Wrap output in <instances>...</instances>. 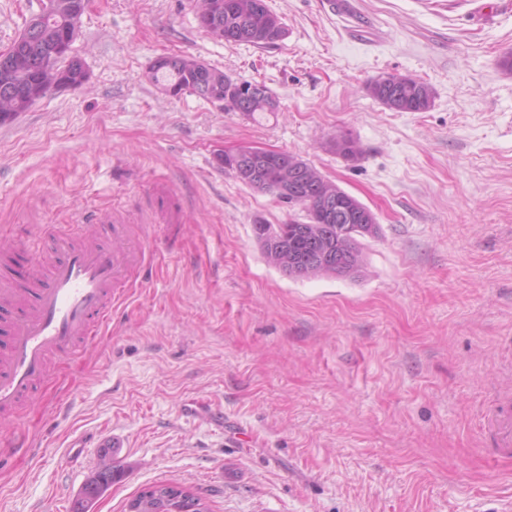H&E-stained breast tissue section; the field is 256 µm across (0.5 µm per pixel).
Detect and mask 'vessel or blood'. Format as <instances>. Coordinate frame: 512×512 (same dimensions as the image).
<instances>
[{"label": "vessel or blood", "instance_id": "b4317fda", "mask_svg": "<svg viewBox=\"0 0 512 512\" xmlns=\"http://www.w3.org/2000/svg\"><path fill=\"white\" fill-rule=\"evenodd\" d=\"M41 234H30L24 274L0 284V418L9 420L0 445L21 450L20 416L32 394L59 378L61 360L84 361L113 306L135 286L148 257L134 239L123 211L100 212L95 228L73 225L51 259H37ZM492 461L512 458V401L486 412Z\"/></svg>", "mask_w": 512, "mask_h": 512}]
</instances>
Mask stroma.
<instances>
[{"instance_id": "stroma-1", "label": "stroma", "mask_w": 512, "mask_h": 512, "mask_svg": "<svg viewBox=\"0 0 512 512\" xmlns=\"http://www.w3.org/2000/svg\"><path fill=\"white\" fill-rule=\"evenodd\" d=\"M275 45L219 40L194 0H89L72 45L88 79L0 123V233L114 207L154 262L82 372L27 410L25 458L0 453V512H92L178 483L209 512H496L486 406L512 387V0H266ZM43 0H0V52ZM190 55L259 82L248 118L148 76ZM427 82L423 112L366 86ZM362 150L331 148L337 130ZM286 151L376 216L356 278H293L258 224L303 220L224 173L221 151ZM116 478L117 472L112 467V463L104 464L96 470L89 477L85 485L83 497L78 502L75 512L91 511L96 499L112 485V481Z\"/></svg>"}]
</instances>
